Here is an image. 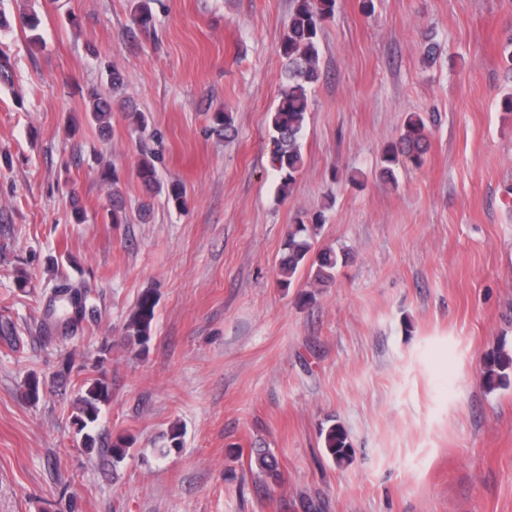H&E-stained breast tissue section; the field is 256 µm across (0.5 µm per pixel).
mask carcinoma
<instances>
[{"mask_svg":"<svg viewBox=\"0 0 512 512\" xmlns=\"http://www.w3.org/2000/svg\"><path fill=\"white\" fill-rule=\"evenodd\" d=\"M295 6L288 29L283 36L280 55L282 57V87L278 104L271 113L272 134L270 136L271 166L280 180L279 192L287 198L292 186L303 167V154L300 139L310 111L309 89L318 83L321 76L319 36L323 23L334 16L336 0H294ZM131 22L142 32H149L153 26L151 0H137L131 12ZM40 25L38 13L34 10L19 14L16 24H11L0 12V39L8 37L14 27L31 33L30 42L42 44L37 33ZM89 112L99 131L106 134L111 128L112 100L101 96L97 91L90 93ZM433 116L426 112H411L407 115L399 139L384 150L379 167L381 179L395 181L394 166L405 157L414 165L423 163L428 149V134ZM234 130L232 113L217 110L208 113V131L218 136H228ZM137 178L148 194L165 191L167 203L181 210L185 207V192L178 182H169L163 186L157 178V169L153 158L143 155L137 166ZM120 178L112 172V203L106 209L104 221L109 224H126L128 218L123 205ZM325 223L322 213L298 212L292 224L288 226L284 252L279 261L280 285L289 288L293 284L298 270L306 267L315 288H325L334 280L337 270L346 265L350 253L344 249L321 248L318 236ZM53 299L65 304V309L83 307L84 290L81 284L68 278H61L55 285ZM158 294L153 288L144 289L138 296L134 309L125 323V336L132 346L144 350L151 339L156 320ZM512 371V354L499 349L483 359L481 380L483 386L493 390L505 384L508 371ZM43 394V382L35 375H29L24 383V398L37 402ZM111 399L110 384L105 375L91 380L76 398L72 418L74 424L83 430L94 423L101 406ZM323 436V448L326 454L337 464L350 460L351 445L345 429L339 424L330 425ZM133 439L120 437L112 442L110 453L112 464L116 465L125 458ZM250 463L254 464L255 474L276 483L282 481L279 463L275 453L269 448H255L250 454Z\"/></svg>","mask_w":512,"mask_h":512,"instance_id":"obj_1","label":"carcinoma"}]
</instances>
